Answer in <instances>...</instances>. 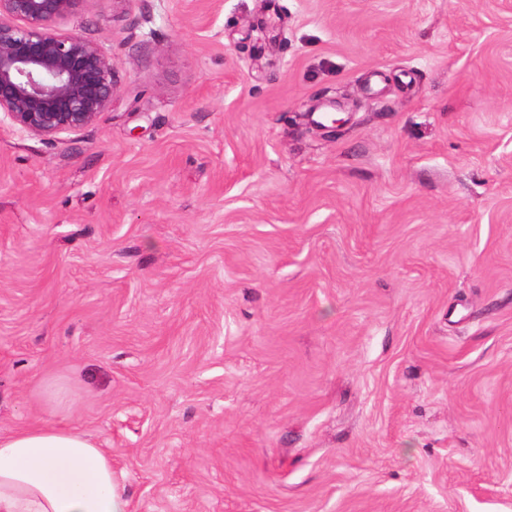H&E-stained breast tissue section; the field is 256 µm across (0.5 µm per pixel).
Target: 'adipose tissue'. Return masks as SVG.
Masks as SVG:
<instances>
[{"instance_id": "ef3b65f1", "label": "adipose tissue", "mask_w": 512, "mask_h": 512, "mask_svg": "<svg viewBox=\"0 0 512 512\" xmlns=\"http://www.w3.org/2000/svg\"><path fill=\"white\" fill-rule=\"evenodd\" d=\"M0 512H127L112 458L80 432L0 434Z\"/></svg>"}]
</instances>
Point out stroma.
Masks as SVG:
<instances>
[{"instance_id":"35a3bbf8","label":"stroma","mask_w":512,"mask_h":512,"mask_svg":"<svg viewBox=\"0 0 512 512\" xmlns=\"http://www.w3.org/2000/svg\"><path fill=\"white\" fill-rule=\"evenodd\" d=\"M68 26L116 92L0 126V433L86 434L127 512H512V0Z\"/></svg>"}]
</instances>
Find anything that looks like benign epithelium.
Wrapping results in <instances>:
<instances>
[{
	"label": "benign epithelium",
	"mask_w": 512,
	"mask_h": 512,
	"mask_svg": "<svg viewBox=\"0 0 512 512\" xmlns=\"http://www.w3.org/2000/svg\"><path fill=\"white\" fill-rule=\"evenodd\" d=\"M84 0H0V124L52 139L112 107V56L60 25Z\"/></svg>",
	"instance_id": "1"
}]
</instances>
